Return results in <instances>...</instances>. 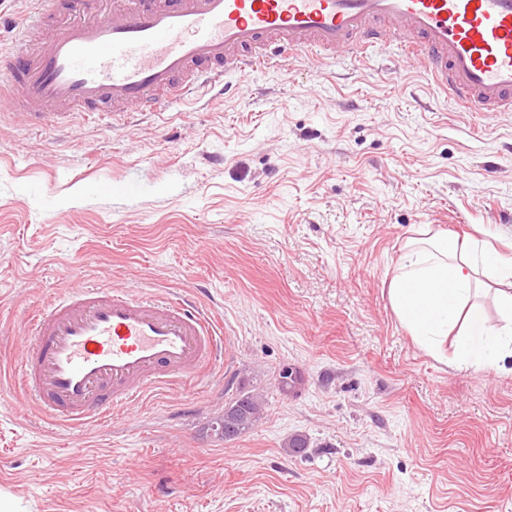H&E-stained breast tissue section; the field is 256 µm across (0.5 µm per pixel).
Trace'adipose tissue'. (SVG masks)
I'll use <instances>...</instances> for the list:
<instances>
[{
  "label": "adipose tissue",
  "instance_id": "ef3b65f1",
  "mask_svg": "<svg viewBox=\"0 0 512 512\" xmlns=\"http://www.w3.org/2000/svg\"><path fill=\"white\" fill-rule=\"evenodd\" d=\"M489 293L501 324H492L480 307ZM387 294L413 341L449 365L497 372L512 358V257L492 241H459L423 229L404 244Z\"/></svg>",
  "mask_w": 512,
  "mask_h": 512
}]
</instances>
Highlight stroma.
<instances>
[{
    "mask_svg": "<svg viewBox=\"0 0 512 512\" xmlns=\"http://www.w3.org/2000/svg\"><path fill=\"white\" fill-rule=\"evenodd\" d=\"M225 80L128 128L0 122V492L17 512H512V359L450 368L387 299L424 227L512 256V112L458 111L392 42ZM81 284L197 297L232 374L53 425L18 334ZM243 389L263 417L224 440Z\"/></svg>",
    "mask_w": 512,
    "mask_h": 512,
    "instance_id": "35a3bbf8",
    "label": "stroma"
}]
</instances>
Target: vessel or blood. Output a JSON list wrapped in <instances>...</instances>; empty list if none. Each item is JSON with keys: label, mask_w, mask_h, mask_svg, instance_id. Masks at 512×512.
<instances>
[{"label": "vessel or blood", "mask_w": 512, "mask_h": 512, "mask_svg": "<svg viewBox=\"0 0 512 512\" xmlns=\"http://www.w3.org/2000/svg\"><path fill=\"white\" fill-rule=\"evenodd\" d=\"M0 108L35 128L73 115L165 112L200 87L308 53L353 60L396 41L468 112H512V0H50L22 26ZM22 389L65 428L198 376L224 329L195 301L72 288L19 336Z\"/></svg>", "instance_id": "vessel-or-blood-1"}]
</instances>
